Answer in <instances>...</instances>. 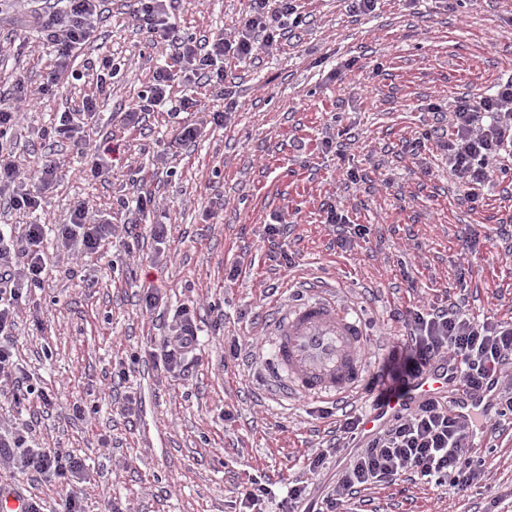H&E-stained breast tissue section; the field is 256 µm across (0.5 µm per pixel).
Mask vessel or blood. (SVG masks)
<instances>
[{
	"instance_id": "obj_1",
	"label": "vessel or blood",
	"mask_w": 512,
	"mask_h": 512,
	"mask_svg": "<svg viewBox=\"0 0 512 512\" xmlns=\"http://www.w3.org/2000/svg\"><path fill=\"white\" fill-rule=\"evenodd\" d=\"M305 296L274 320L266 376L275 395L324 403L358 401L370 372L369 332L361 317L342 304L333 285L303 280ZM445 399L453 413L491 416L496 389L469 393L457 370L440 363L409 380L384 400L371 402L362 433L378 434L397 416L421 402Z\"/></svg>"
}]
</instances>
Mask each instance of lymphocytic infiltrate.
<instances>
[{"mask_svg": "<svg viewBox=\"0 0 512 512\" xmlns=\"http://www.w3.org/2000/svg\"><path fill=\"white\" fill-rule=\"evenodd\" d=\"M253 0L247 19L228 32L199 41L171 23L176 0H136L135 17L151 34L154 44L165 49L166 63L157 67L148 93L128 106L122 120L139 125L145 114L168 106L170 117L187 114L181 124L178 144H194L210 126H225L240 104L235 91L224 85L226 61L246 60L255 53L276 50L284 26H299L295 0ZM102 0H23L16 20L43 35L54 49L55 64L43 92L57 91L69 70L73 53L93 33ZM210 86L215 104L199 112L188 90L196 84ZM184 95L173 97L175 86ZM96 99L89 98L76 112H63L47 128L45 140H66L85 149L83 172L93 178H108L112 165L109 151L90 145L88 127L97 116ZM436 144L443 150L450 172L466 189L469 202H477L479 190L489 183L490 162H498L501 173L512 171V77L498 82L493 94L454 99L442 115ZM57 163L42 159L32 181H25L11 154L0 148V208L28 213L39 209L44 192L57 181ZM114 227L87 204L74 207L68 223L59 225L56 237L62 247L83 256L98 254L103 242L112 238ZM44 225H26L21 234L0 230V384L7 385L15 402L37 397L42 406L53 402L51 394L34 391L28 376L14 360L16 318L32 290L43 287L47 262L43 251ZM199 346L195 313L179 306L159 348L150 351L145 363L170 378L188 374ZM459 363L461 378L469 391L498 379L512 365V322L466 317L444 308H421L410 313L403 340L392 345L366 386L368 393L385 397L393 385L415 377L433 364ZM475 419L453 415L447 402H425L396 419L364 448L354 454L338 478L333 492L318 512H337L342 500L357 487L395 479L414 470L439 485H449L464 494L483 483L491 462L487 453H476L468 445ZM29 422L0 426V461L19 472L38 475L65 484L67 495L61 512H84L83 465L78 457L59 448L27 445Z\"/></svg>", "mask_w": 512, "mask_h": 512, "instance_id": "f902f5d3", "label": "lymphocytic infiltrate"}]
</instances>
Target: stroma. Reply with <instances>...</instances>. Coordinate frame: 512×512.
I'll return each instance as SVG.
<instances>
[{
  "label": "stroma",
  "mask_w": 512,
  "mask_h": 512,
  "mask_svg": "<svg viewBox=\"0 0 512 512\" xmlns=\"http://www.w3.org/2000/svg\"><path fill=\"white\" fill-rule=\"evenodd\" d=\"M303 26L277 52L224 66L226 86L242 101L227 127L182 150L166 169L155 159L178 133L166 111L147 127L121 114L149 84L158 51L133 16L134 0H104L101 19L73 64L110 57L121 70L90 131L111 147L108 180L71 170L75 147L52 152L62 171L46 194L42 223L64 224L85 202L114 225L128 215L116 204L140 173L171 227L166 258L151 243L127 257L113 238L86 260L65 255L54 236L43 247L48 274L33 290L15 331V352L56 406L34 424L28 442L66 448L85 464L86 512H238L237 492L259 482L264 512H281L289 482L307 473L344 421L328 403L263 398L254 348H267L266 320L291 302L294 277L332 280L339 298L368 318L377 358L400 340L397 315L416 306L458 307L470 317L512 321V177L493 174L478 202L427 144L404 152L431 123L430 105L463 93L483 96L512 74V0H380L368 15L344 0H297ZM252 0H180L175 23L196 38L232 27ZM53 64L40 35L0 18V90L24 78L36 95L1 147L21 171L37 166L41 133L55 114L97 95L86 76L65 79L58 94L38 89ZM351 139L344 156L326 149V132ZM223 199V208L209 204ZM338 204L370 232L350 250L336 245L326 210ZM286 220V258L271 256L266 227ZM476 236L474 251L463 248ZM237 279H230L233 265ZM162 289L154 311L143 288ZM193 307L203 347L183 378L131 369L125 389L133 412L111 400L119 363L156 347L180 305ZM241 351L231 354L230 341ZM86 406L74 417V402ZM491 445L495 465L485 486L457 495L406 472L392 484L359 488L339 512H512V422ZM0 487L40 500L55 512L62 487L0 466Z\"/></svg>",
  "instance_id": "1"
}]
</instances>
